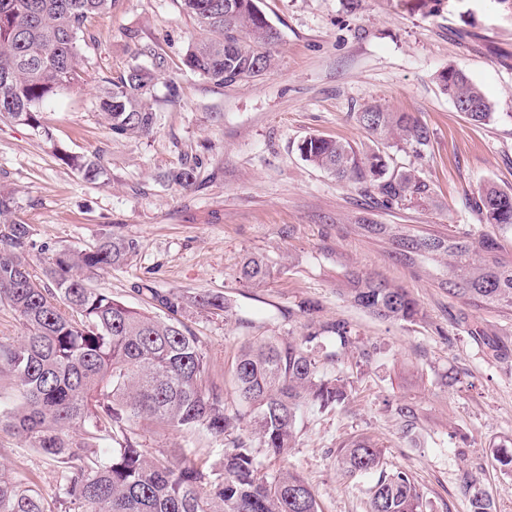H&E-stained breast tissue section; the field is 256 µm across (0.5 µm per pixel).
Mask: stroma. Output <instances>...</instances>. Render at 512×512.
Here are the masks:
<instances>
[{
    "label": "stroma",
    "mask_w": 512,
    "mask_h": 512,
    "mask_svg": "<svg viewBox=\"0 0 512 512\" xmlns=\"http://www.w3.org/2000/svg\"><path fill=\"white\" fill-rule=\"evenodd\" d=\"M280 33L275 66L264 75L218 85L183 65L199 35L180 0H118L111 14L87 22L85 84L44 106L54 144L30 127L0 121V188L14 190L18 215L37 243L87 248L102 233L135 239L125 266L98 273L91 285L143 308L134 286L191 296L219 292L235 321L186 311L184 322L223 384L241 344L263 336L300 337L310 321L342 320L353 342L327 339L325 377L342 376L348 397L302 411L288 457L254 448L261 475L299 473L321 512H369L374 475L354 479L337 466L339 446L368 435L383 447L388 469L407 471L425 512H470L467 483L489 491L495 512H512V472L496 450L512 448V312L473 307L448 295L428 273L394 261L391 245L361 224H411L444 232L464 226L497 235L470 207L486 182L512 187V0H441L423 13L417 0H260ZM165 59L154 87L158 122L148 137H115L100 118L97 93L107 76L130 64L143 45ZM463 70L494 113L487 124L458 112L437 76ZM379 104L425 123L423 159L391 147L395 165L414 167L432 195L420 207L385 208L376 194L338 182L300 156L312 134L369 153L376 142L357 123ZM101 155L106 182L91 183L63 165L53 146ZM196 160V184L164 183L166 171ZM265 256L273 276L260 288L239 282L243 257ZM407 288L421 303L414 322L374 318L340 295L350 271ZM411 409L400 417L398 407ZM153 454L197 448L210 463L222 441L171 432L143 433ZM0 467L57 495L55 462L0 433Z\"/></svg>",
    "instance_id": "obj_1"
}]
</instances>
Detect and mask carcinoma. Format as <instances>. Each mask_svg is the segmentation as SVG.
Here are the masks:
<instances>
[{
  "mask_svg": "<svg viewBox=\"0 0 512 512\" xmlns=\"http://www.w3.org/2000/svg\"><path fill=\"white\" fill-rule=\"evenodd\" d=\"M116 0H0V121L36 130L62 164L87 181L108 179L101 159L59 149L41 123L40 108L83 82L80 35L86 22L107 17ZM201 31L189 45L184 66L219 85L257 77L274 64L279 33L258 0H181ZM138 55L151 66L131 63L105 80L99 106L111 135H149L157 124L152 103L164 60L145 45ZM443 93L473 121L492 117L479 86L464 72L438 74ZM376 141L398 138L420 157L429 128L404 112L380 105L356 114ZM302 159L340 182L374 189L381 205L425 203L429 185L411 168L396 166L381 151L360 156L339 140L310 136ZM199 163L170 170L162 178L182 188L198 179ZM472 208L488 224L512 232V188L493 182L479 188ZM14 192L0 189V307L12 311L24 335L0 339V380L16 401L0 407V431L51 457L59 474L58 498L72 512H320L312 487L283 469L258 474L251 450L257 441L275 457H286L297 434V418L308 405L321 409L347 398L338 378L319 375L323 335L340 346L352 343L344 321L309 323L301 338L269 337L244 343L231 371L239 409L230 413L224 392L210 374L200 340L178 318L187 308L224 316L236 311L222 293H159L138 288L167 310L153 315L89 285L94 275L128 264L138 242L106 232L87 248L37 246L31 226L18 216ZM367 236L387 238L396 258L428 273L448 294L468 304L512 312V254L498 238L466 231L430 233L402 224H359ZM46 254L42 275L31 270V253ZM272 276L263 257L246 255L241 282L255 288ZM342 295L384 321L412 322L420 304L407 289L355 274ZM250 436L234 435L241 422ZM229 438L219 465L206 468L178 455H150L138 430ZM338 465L353 479L375 473L370 512H423L422 494L409 474L384 468L380 444L359 437L341 444ZM471 512H493L490 495L466 486ZM0 512H54L32 486L0 469Z\"/></svg>",
  "mask_w": 512,
  "mask_h": 512,
  "instance_id": "cac0c4a2",
  "label": "carcinoma"
}]
</instances>
